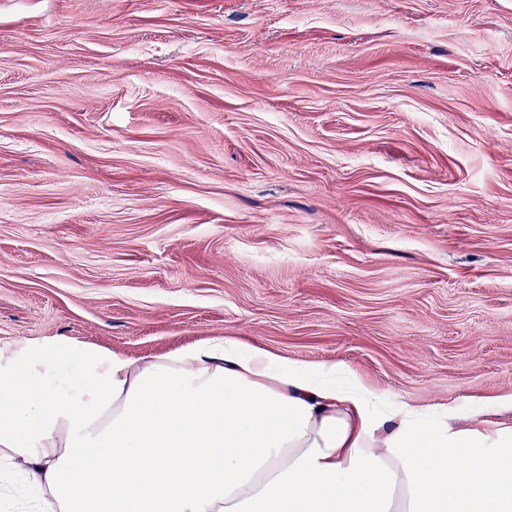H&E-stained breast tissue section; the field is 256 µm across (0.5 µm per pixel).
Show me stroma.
I'll return each instance as SVG.
<instances>
[{
    "label": "stroma",
    "mask_w": 512,
    "mask_h": 512,
    "mask_svg": "<svg viewBox=\"0 0 512 512\" xmlns=\"http://www.w3.org/2000/svg\"><path fill=\"white\" fill-rule=\"evenodd\" d=\"M51 336L512 393V0H0V339Z\"/></svg>",
    "instance_id": "1"
}]
</instances>
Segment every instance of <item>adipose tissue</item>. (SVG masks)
<instances>
[{
    "label": "adipose tissue",
    "instance_id": "ef3b65f1",
    "mask_svg": "<svg viewBox=\"0 0 512 512\" xmlns=\"http://www.w3.org/2000/svg\"><path fill=\"white\" fill-rule=\"evenodd\" d=\"M232 337L0 342V475L33 512H512V426ZM466 466H456L457 458Z\"/></svg>",
    "mask_w": 512,
    "mask_h": 512
}]
</instances>
